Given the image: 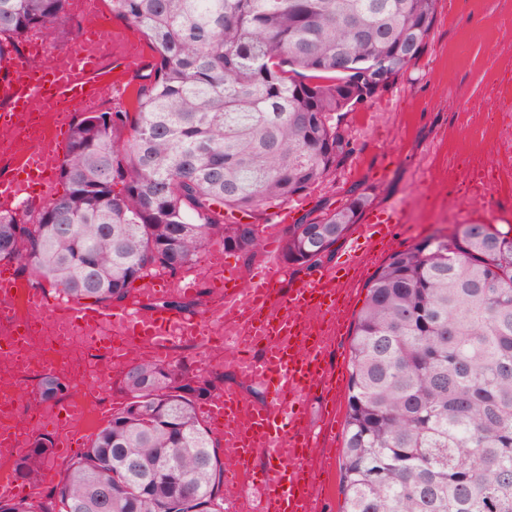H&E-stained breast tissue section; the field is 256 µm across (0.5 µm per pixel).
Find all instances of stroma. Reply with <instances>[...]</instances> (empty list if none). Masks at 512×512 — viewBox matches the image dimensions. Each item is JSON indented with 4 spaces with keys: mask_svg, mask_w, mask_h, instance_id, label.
<instances>
[{
    "mask_svg": "<svg viewBox=\"0 0 512 512\" xmlns=\"http://www.w3.org/2000/svg\"><path fill=\"white\" fill-rule=\"evenodd\" d=\"M95 23L123 30L135 62L115 57L105 70L121 72L122 92L102 105L106 111H132L136 89L152 79L154 57L143 34L114 17L100 0ZM512 69V0H437L434 24L422 54L404 72L391 78L378 99L346 114L342 126L354 147L345 164L325 183L288 201L290 223L317 213L321 203L342 206L351 187L373 195L370 212L404 206V221L395 227L394 251H402L433 235H454L471 223L468 206L448 185V168L462 160L493 164L505 156L504 131L512 129V112L498 111L495 122L485 120L493 100L496 77ZM376 273L366 269L355 285L350 312L328 368L336 391L304 397L303 406L313 428L335 415L334 433L316 449L331 463L324 512H342L340 485L350 378L354 316L361 310L367 286ZM177 357L191 367L220 370L224 381L239 385L245 398L265 402L264 387L245 381L225 368L222 354L190 341L179 346Z\"/></svg>",
    "mask_w": 512,
    "mask_h": 512,
    "instance_id": "35a3bbf8",
    "label": "stroma"
}]
</instances>
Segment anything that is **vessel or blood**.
<instances>
[{"label":"vessel or blood","mask_w":512,"mask_h":512,"mask_svg":"<svg viewBox=\"0 0 512 512\" xmlns=\"http://www.w3.org/2000/svg\"><path fill=\"white\" fill-rule=\"evenodd\" d=\"M45 56H59L62 67L52 77L22 74L18 55L6 56L9 72L0 79V127L11 128V113L23 111L48 97L75 108L92 110L111 99L114 81L101 68L100 46L84 45L74 51L45 49ZM58 128L46 130L41 142L28 145L18 157V170L0 178V206L8 207L28 194L33 183L51 188V175L63 160ZM403 210L396 207L384 217L360 224L344 258L335 267L317 269L297 287L282 291L284 268L269 261L256 268L248 283H241L238 270L225 267L217 287L224 295V317L242 325L252 338L245 344L226 339L227 363L243 369L253 382L266 387V403L244 401L235 390L213 396L203 413L214 435L233 451L224 463V480L231 494L225 512H319L321 466L313 457L319 439L329 430L313 431L302 405L310 391L331 388L327 356L346 320L349 284L376 258L378 245L392 239L402 223ZM288 224L287 214L263 225L261 236L267 250L278 249ZM155 281L141 283L132 292L129 305L119 309L86 308L75 304L50 306L45 294L21 288L8 268L0 269V302L19 300L24 314L18 327H27L30 317L52 310L62 324L61 345L88 341L108 351L117 364L131 354L126 339L145 340L155 360L173 361L174 348L184 338L204 339L211 333V319L203 314L151 307L144 297L157 293ZM84 400L55 406L53 418L41 422L54 432L59 422L77 423L83 417ZM266 452V466L257 455Z\"/></svg>","instance_id":"vessel-or-blood-1"}]
</instances>
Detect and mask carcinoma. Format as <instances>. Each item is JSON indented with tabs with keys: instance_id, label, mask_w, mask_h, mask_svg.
I'll list each match as a JSON object with an SVG mask.
<instances>
[{
	"instance_id": "cac0c4a2",
	"label": "carcinoma",
	"mask_w": 512,
	"mask_h": 512,
	"mask_svg": "<svg viewBox=\"0 0 512 512\" xmlns=\"http://www.w3.org/2000/svg\"><path fill=\"white\" fill-rule=\"evenodd\" d=\"M155 56L134 112H86L59 176L67 191L0 211V261L64 298L111 306L149 275L173 280L214 245L255 255L258 225L327 180L352 152L336 55L416 60L437 0H108ZM66 0H0V55L64 17ZM122 185L120 190L114 186ZM372 201L352 189L291 225L282 258L312 270ZM208 294L155 299L195 312ZM340 467L343 512H512V238L472 224L392 254L356 321ZM224 374L181 362H129L122 402L56 492L0 497V512H224L223 463L199 402ZM68 391L47 375L39 396ZM50 442L14 461L39 485Z\"/></svg>"
}]
</instances>
